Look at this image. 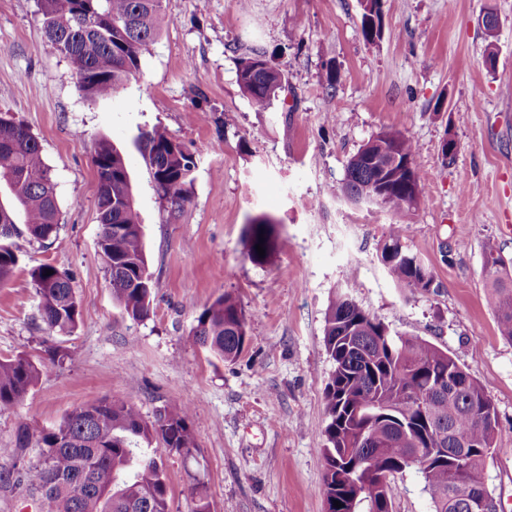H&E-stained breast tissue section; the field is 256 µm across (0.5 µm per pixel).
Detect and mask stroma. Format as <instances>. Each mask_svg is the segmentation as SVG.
I'll use <instances>...</instances> for the list:
<instances>
[{
    "instance_id": "35a3bbf8",
    "label": "stroma",
    "mask_w": 512,
    "mask_h": 512,
    "mask_svg": "<svg viewBox=\"0 0 512 512\" xmlns=\"http://www.w3.org/2000/svg\"><path fill=\"white\" fill-rule=\"evenodd\" d=\"M167 22L136 79L92 102L68 61L45 41L36 0H0V115L23 122L51 166L58 236L21 241L0 285V356L24 353L41 378L23 406L0 412V449L20 425L58 424L106 395L144 419L172 402L189 408L197 448L163 453L171 512H192L193 476L212 512H325L320 429L332 365L329 306L345 294L391 333L422 337L483 386L499 421L486 479L512 512V343L499 336L482 266L493 247L512 259V0H383L375 44L359 0H163ZM499 19L497 65L485 64L481 17ZM259 50L288 88L268 108L241 91V58ZM338 81L328 87V70ZM166 128L197 166L189 200L172 211L137 138ZM411 139L423 197L405 216L354 205L345 165L374 134ZM108 138L123 151L152 276L149 316L126 315L112 294L98 239L92 156ZM454 138V156L442 145ZM266 216L280 245L247 256L244 228ZM430 267L431 291L397 283L380 254L390 224ZM66 272L83 321L45 330L32 267ZM237 297L247 343L225 363L194 344L202 309ZM67 349L65 365L45 346ZM396 512H433L416 469L390 481Z\"/></svg>"
}]
</instances>
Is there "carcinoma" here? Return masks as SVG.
<instances>
[{
	"label": "carcinoma",
	"mask_w": 512,
	"mask_h": 512,
	"mask_svg": "<svg viewBox=\"0 0 512 512\" xmlns=\"http://www.w3.org/2000/svg\"><path fill=\"white\" fill-rule=\"evenodd\" d=\"M361 31L375 43L383 28L381 0L361 4ZM47 43L65 57L82 95L89 100L112 96L140 73L141 57L162 31L163 0H37ZM242 92L266 108L285 89V75L261 53L240 60ZM139 145L161 196L173 209L189 200L196 168L194 155L162 127L139 135ZM393 152L399 165L384 181L365 157ZM415 146L397 131L373 135L347 160L341 193L358 202L383 194V209L404 214L423 196L413 166ZM92 163L98 179V247L106 262L112 293L135 320L149 316L152 277L142 224L133 204L121 150L110 140L97 141ZM9 204L0 202V284L14 274L18 257L13 238L25 225L37 241L59 231L52 169L38 138L23 123L0 116V185ZM247 256L261 263L278 246L273 221L265 216L246 225ZM405 225L392 224L381 259L392 277L413 291L427 292L433 275L404 244ZM504 257L490 249L483 271L489 284L487 303L499 335L512 343V274ZM53 274L46 275V270ZM39 299L41 321L52 333H71L82 312L71 279L50 263L30 270ZM195 344L213 357L232 362L247 341L246 319L237 299L224 293L204 307L191 330ZM324 345L333 364L325 389L327 421L320 430L325 462L324 501H340L337 512H394L387 475L415 468L433 512H480L479 501L493 496L485 477L486 459L496 451L498 417L483 386L455 358L418 336H393L376 316L347 295L338 297L325 316ZM40 369L26 354L0 357V412L20 407L37 384ZM30 448L38 449L27 456ZM190 455L195 448L190 411L172 402L142 418L121 396H104L67 413L53 428H18L13 447L0 456L14 460L0 474L7 485L13 474L26 480L38 512H170L169 488L158 449ZM194 512H211L205 487L192 486Z\"/></svg>",
	"instance_id": "obj_1"
}]
</instances>
